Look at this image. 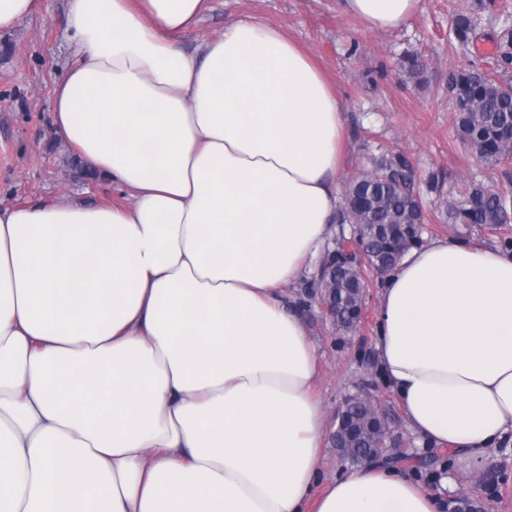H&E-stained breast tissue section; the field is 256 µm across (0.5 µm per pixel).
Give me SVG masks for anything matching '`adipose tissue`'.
Wrapping results in <instances>:
<instances>
[{"instance_id": "adipose-tissue-1", "label": "adipose tissue", "mask_w": 512, "mask_h": 512, "mask_svg": "<svg viewBox=\"0 0 512 512\" xmlns=\"http://www.w3.org/2000/svg\"><path fill=\"white\" fill-rule=\"evenodd\" d=\"M419 0H344L373 30ZM205 0H68L58 136L132 206H0V512H439L404 471L321 479L317 345L285 286L343 209L346 106L245 16L200 55ZM374 346L423 441L512 430V252L437 239L378 296Z\"/></svg>"}]
</instances>
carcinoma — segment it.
<instances>
[{
	"label": "carcinoma",
	"instance_id": "obj_1",
	"mask_svg": "<svg viewBox=\"0 0 512 512\" xmlns=\"http://www.w3.org/2000/svg\"><path fill=\"white\" fill-rule=\"evenodd\" d=\"M480 26L476 14L460 13L450 23L453 36L466 49ZM496 66L500 78L492 79L469 68L454 70L448 79L457 112V131L461 141L475 153L478 161L494 166L512 156V31L501 34ZM414 170L402 154L376 162L374 168L351 179L344 192L345 221L355 225L371 259L389 272L400 256L421 243L420 224L425 215L413 191ZM448 218L454 224H508L512 222V192L492 189L471 180L464 189L441 196ZM340 314L337 326L353 331L361 323L363 293L351 287L350 272L336 270ZM336 444L343 461L359 466L387 453V422L363 392L349 396L336 423ZM450 468L449 456L427 452L415 462L413 471L435 476L434 465Z\"/></svg>",
	"mask_w": 512,
	"mask_h": 512
}]
</instances>
